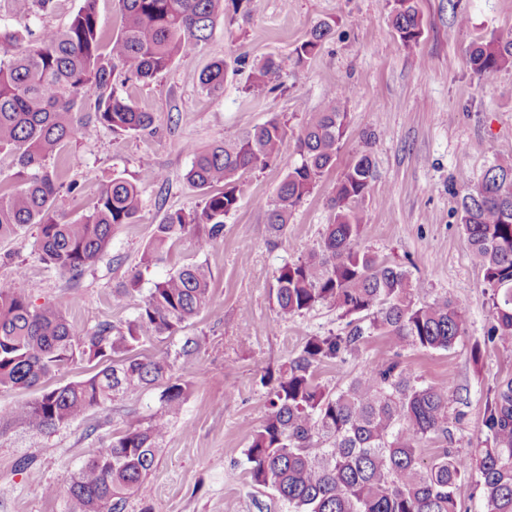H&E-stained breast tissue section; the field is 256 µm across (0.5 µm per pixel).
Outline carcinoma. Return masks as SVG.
Listing matches in <instances>:
<instances>
[{
    "label": "carcinoma",
    "instance_id": "1",
    "mask_svg": "<svg viewBox=\"0 0 512 512\" xmlns=\"http://www.w3.org/2000/svg\"><path fill=\"white\" fill-rule=\"evenodd\" d=\"M18 17L45 13L54 0H11ZM120 28L109 41L97 12L98 0H82L60 29L28 33L0 31V152L13 155L17 187L0 192V239L36 227L41 260L75 281L108 247L112 231L132 224L142 209L139 182H163L145 169L136 176L112 175L93 206L67 220L57 210L62 184L47 161L75 140L84 125L86 95L96 94L93 116L114 131L135 134L152 127L154 115L115 89L116 68L128 79L150 81L188 57L209 39L223 0H117ZM394 28L409 45L423 24L415 0H390ZM332 26L323 22L299 43L294 54L314 57ZM467 62L480 78H493L512 66V38L475 43ZM280 69L272 57L254 74L253 86ZM229 73L223 60L201 74L210 95L224 93ZM347 130V112L336 93L305 126L295 143L297 160L288 168L268 205L272 237L288 227L292 210L335 164ZM287 121L271 116L232 144L198 148L186 179L202 196L197 208L170 211L144 245L140 264L148 267L169 254L179 236L195 235L208 250L224 238V217L243 195L244 174L262 170L282 150ZM374 170L361 153L336 180L333 223L305 258L288 261L275 275L271 297L279 311L301 316L327 307L350 318L341 334L312 336L278 375L261 377L267 387V413L246 450L252 482L270 486L289 512H458L456 491L470 479L480 489L484 512H512V379L499 382L487 397L482 425L485 439L466 455L442 448L422 457V442L448 437V391L424 385L395 361L372 364L336 392L317 382L325 361L357 349L366 336H388L401 346L448 350L463 335L466 305L443 298L415 301L418 284L409 273L361 247ZM460 224L472 262L492 290L491 327L485 342L512 343V160L490 166L482 180L459 200ZM212 276L198 263L183 264L148 290L135 316L122 326L100 323L77 330L52 305H35L15 288L0 285V389L37 390L33 399L0 409V421L56 430L90 410L131 396L165 378L169 353H138L150 338L172 337L211 299ZM140 291L131 274L113 292L121 299ZM103 365L94 374L51 387L47 381L76 357ZM187 384L168 382L147 427L115 436L76 471L64 490L73 512H123L155 464V452L181 410Z\"/></svg>",
    "mask_w": 512,
    "mask_h": 512
}]
</instances>
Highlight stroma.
Returning a JSON list of instances; mask_svg holds the SVG:
<instances>
[{
  "mask_svg": "<svg viewBox=\"0 0 512 512\" xmlns=\"http://www.w3.org/2000/svg\"><path fill=\"white\" fill-rule=\"evenodd\" d=\"M415 3L423 35L408 46L393 27L388 0H262L251 13L224 0V14L208 41L151 82L120 86L133 104L153 112L150 131L119 134L89 122L75 143L48 161L61 183L76 186L57 201L71 218L92 207L100 185L114 173L133 174L146 163L165 176L161 183L141 182L138 218L114 229L96 266L79 280L61 278L40 261L32 226L0 240V283L35 304L56 305L80 330L102 321L124 324L143 290L177 265L202 263L211 272V300L183 334L197 337V352L179 356L183 336L155 338L141 348L145 354L168 350L172 379L189 389L153 470L124 512H288L271 488L252 482L245 456L266 413L260 377L278 372L309 337L342 332L346 320L325 307L281 315L270 290L277 268L308 255L333 222V187L363 152L376 173L363 203V247L421 281L417 302H466V331L447 351L400 346L375 334L358 350L319 364L317 380L337 390L371 364L399 362L413 377L448 390L450 435L424 442V458L443 447L465 454L483 439L485 398L499 381L512 378V345L484 342L492 290L470 260L457 207L488 167L512 160V66L485 82L469 68L466 52L476 42L512 37V0ZM81 4L55 0L49 13L18 18L8 0H0V26L62 27ZM324 20L332 25L330 36L315 57L296 63L294 48ZM270 56L280 71L267 88L253 89L256 67ZM239 57L245 63L228 75L223 94H207L201 72L213 61ZM331 90L347 112L336 163L295 208L285 235L272 239L267 205L297 159V137ZM274 114L288 121L283 151L264 170L247 174L237 209L224 219L223 239L201 251L193 234H183L163 261L141 268V251L165 213L201 203L185 179L192 162L185 144L203 148L235 141ZM136 271L140 292L113 298V289ZM160 392L154 386L120 398L55 431L1 422L0 512H70L67 496L47 493V486L60 485L113 434L145 426ZM23 457L34 460L35 474L17 470Z\"/></svg>",
  "mask_w": 512,
  "mask_h": 512,
  "instance_id": "obj_1",
  "label": "stroma"
}]
</instances>
